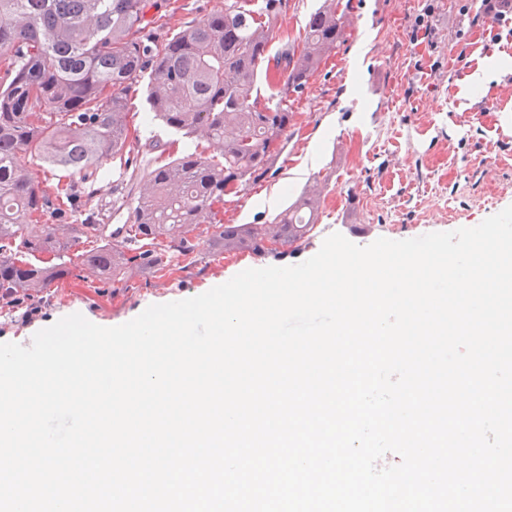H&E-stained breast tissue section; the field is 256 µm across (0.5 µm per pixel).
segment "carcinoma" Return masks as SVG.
<instances>
[{"mask_svg": "<svg viewBox=\"0 0 512 512\" xmlns=\"http://www.w3.org/2000/svg\"><path fill=\"white\" fill-rule=\"evenodd\" d=\"M287 0H224L178 36L162 35L167 0H0V308L42 298L88 274L113 289L159 272L164 255L140 242L164 238L170 256L203 246L231 254L284 257L316 233L324 187L316 183L281 212L252 224H224L225 198L276 174L292 113L258 95L265 78L276 94H302L345 40L349 4L323 0L299 43L270 53L272 23ZM148 75L146 119L194 148L150 167L126 223L88 217L96 190L76 189L109 158L135 150L127 98ZM219 153L205 156L200 143ZM58 172L47 194L29 162ZM53 211L57 224H41ZM93 240L97 246L74 250Z\"/></svg>", "mask_w": 512, "mask_h": 512, "instance_id": "1", "label": "carcinoma"}]
</instances>
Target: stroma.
I'll use <instances>...</instances> for the list:
<instances>
[{"label":"stroma","mask_w":512,"mask_h":512,"mask_svg":"<svg viewBox=\"0 0 512 512\" xmlns=\"http://www.w3.org/2000/svg\"><path fill=\"white\" fill-rule=\"evenodd\" d=\"M319 0H288L274 21L272 50L304 34ZM224 0H171L165 36L172 37ZM346 42L322 64L305 92L282 99L293 113L290 139L276 177L227 197L224 221L248 224L275 216L305 184L324 183L325 199L311 244L299 264L338 232L356 245L404 240L474 227L512 205V34L492 28L482 0H351ZM429 28L415 30L419 15ZM494 67L490 81L473 75ZM125 155L96 177L95 202L104 223H124L112 211V183L137 193ZM248 253L201 250L175 259L156 276L119 291L93 278L70 280L45 296L38 316L0 311V343L30 338L79 313L94 324L126 323L148 306L201 295L245 266Z\"/></svg>","instance_id":"35a3bbf8"}]
</instances>
